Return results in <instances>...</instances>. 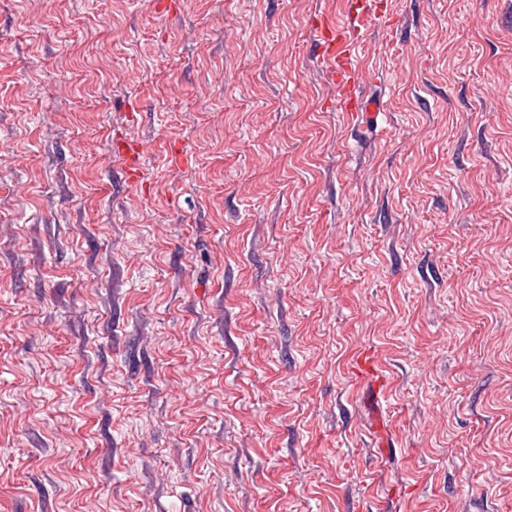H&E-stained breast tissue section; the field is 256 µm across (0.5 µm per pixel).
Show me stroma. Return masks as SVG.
<instances>
[{
    "label": "stroma",
    "mask_w": 512,
    "mask_h": 512,
    "mask_svg": "<svg viewBox=\"0 0 512 512\" xmlns=\"http://www.w3.org/2000/svg\"><path fill=\"white\" fill-rule=\"evenodd\" d=\"M165 2L0 0V512H512V0ZM381 3L378 0H345L341 24H336L335 17L325 12L313 20L311 32L314 41L326 64L328 78L339 89L338 106L344 112L374 113L383 110L381 98L370 99L358 93L360 58L357 54L367 22L381 13ZM115 156L121 162L130 179L139 176L140 152L138 145L132 142H124L123 147H118ZM352 372L359 378L368 377L366 382L376 397L383 391L384 380L377 374L376 361L368 352L357 355L352 365Z\"/></svg>",
    "instance_id": "1"
}]
</instances>
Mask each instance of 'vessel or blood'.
Wrapping results in <instances>:
<instances>
[{"instance_id": "b4317fda", "label": "vessel or blood", "mask_w": 512, "mask_h": 512, "mask_svg": "<svg viewBox=\"0 0 512 512\" xmlns=\"http://www.w3.org/2000/svg\"><path fill=\"white\" fill-rule=\"evenodd\" d=\"M343 12V22H336L334 16L322 12L312 23V34L326 64L327 76L339 89L338 106L346 112L381 111L380 99H370L358 92L360 58L357 54L368 20L381 12L379 0H344ZM116 156L129 178H137L140 171L137 144L124 143ZM352 371L357 377L366 379L373 393H381L384 380L378 375L376 361L369 353L357 355Z\"/></svg>"}]
</instances>
